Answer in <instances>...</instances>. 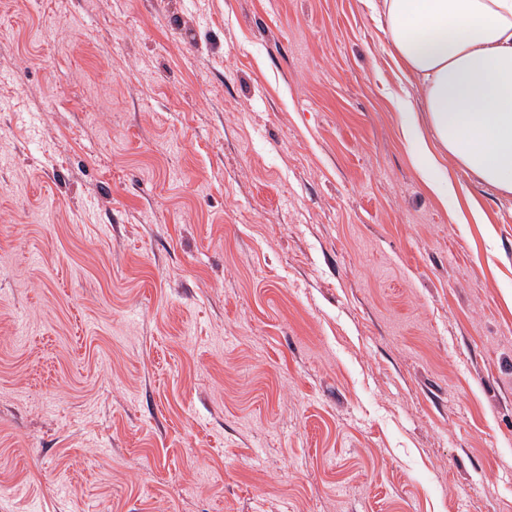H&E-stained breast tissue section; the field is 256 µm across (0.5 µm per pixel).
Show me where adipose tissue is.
<instances>
[{
    "instance_id": "1",
    "label": "adipose tissue",
    "mask_w": 512,
    "mask_h": 512,
    "mask_svg": "<svg viewBox=\"0 0 512 512\" xmlns=\"http://www.w3.org/2000/svg\"><path fill=\"white\" fill-rule=\"evenodd\" d=\"M375 13L436 135L414 153L512 195V0H381Z\"/></svg>"
}]
</instances>
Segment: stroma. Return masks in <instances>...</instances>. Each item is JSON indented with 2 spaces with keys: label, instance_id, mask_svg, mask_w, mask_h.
Instances as JSON below:
<instances>
[{
  "label": "stroma",
  "instance_id": "obj_1",
  "mask_svg": "<svg viewBox=\"0 0 512 512\" xmlns=\"http://www.w3.org/2000/svg\"><path fill=\"white\" fill-rule=\"evenodd\" d=\"M415 92L363 0H0V512H512V196Z\"/></svg>",
  "mask_w": 512,
  "mask_h": 512
}]
</instances>
